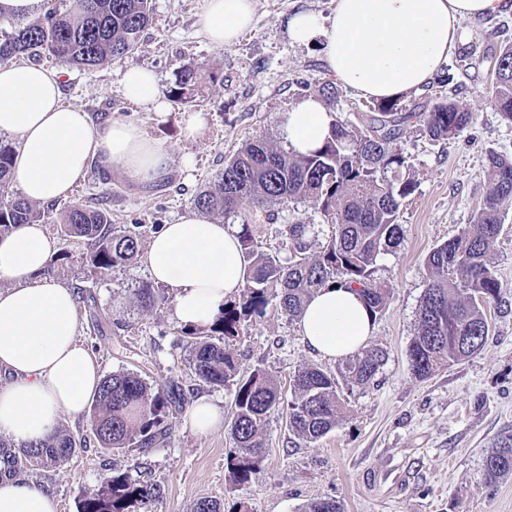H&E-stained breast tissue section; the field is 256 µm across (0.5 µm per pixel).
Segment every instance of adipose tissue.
Returning <instances> with one entry per match:
<instances>
[{
    "instance_id": "ef3b65f1",
    "label": "adipose tissue",
    "mask_w": 512,
    "mask_h": 512,
    "mask_svg": "<svg viewBox=\"0 0 512 512\" xmlns=\"http://www.w3.org/2000/svg\"><path fill=\"white\" fill-rule=\"evenodd\" d=\"M256 0H203L199 23L213 45L238 41L255 21ZM512 12V0H335L331 18L294 13L289 36L316 45L337 84L356 95L390 101L432 81L462 47L466 21ZM61 70L0 63V134L18 139L13 182L30 202L67 197L90 160L131 181L166 175L171 156L140 127L121 120L91 121L62 102ZM125 98L166 119L169 105L156 75L130 67L121 75ZM333 117L322 100L306 96L285 112L279 137L306 154L329 138ZM57 242L43 225L22 224L0 234V435L24 444L50 436L61 416L80 415L101 373L76 340L74 291L45 273ZM145 262L152 280L170 288L184 326L214 320L243 284L244 261L234 227L184 216L151 239ZM307 345L336 359L365 345L372 321L358 292L342 286L318 291L299 319ZM0 512H58L56 499L31 482L0 481Z\"/></svg>"
}]
</instances>
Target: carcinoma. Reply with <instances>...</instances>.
Returning a JSON list of instances; mask_svg holds the SVG:
<instances>
[{
  "mask_svg": "<svg viewBox=\"0 0 512 512\" xmlns=\"http://www.w3.org/2000/svg\"><path fill=\"white\" fill-rule=\"evenodd\" d=\"M150 19V0H79L76 10L62 2L43 19L1 36L0 61L48 54L64 64L95 67L131 54ZM490 62L491 105L512 121V44L492 54ZM203 78L199 66L187 63L168 94L187 102L195 97ZM375 111L360 132L334 120L331 139L308 155L291 153L265 138L249 139L224 161L217 182L192 200L202 213L239 220L238 239L246 262L238 298L224 304L207 329L186 331L194 338V380L210 387L235 386L230 421L234 448L227 463L236 483L261 473L263 432L273 410L286 406L289 428L298 439L309 443L321 439L336 428L341 411L339 380L361 386L370 383L385 353L363 347L341 363L336 375L315 365L304 366L293 376L287 400L263 368L240 372L226 341L264 317L271 300H279L281 311L295 320L317 290L333 285L356 289L372 316H377L389 294V288L375 277L377 262L398 246V212L417 188L412 177L400 175L407 164L397 146L401 126L417 118L430 139L450 141L472 122V113L451 95L425 112L403 113L395 101L380 102ZM13 152L11 145L0 143V233L18 224H36L45 216L13 189ZM390 171L395 173L392 178ZM486 181V193L472 223L427 257L430 279L408 347L410 367L418 378L426 379L440 367L482 350L490 331L486 305L502 300V285L490 255L512 205V157L490 154ZM305 201L314 202L334 230L319 255L306 256L315 225L301 223L284 225L293 246L288 261L259 251L244 207L267 211L274 205ZM60 231L66 238L87 241L86 263L100 275L132 266L143 247L142 225L117 226L104 207L68 206L60 216ZM132 294L145 308L172 298L169 289L149 280L138 282ZM182 400L183 388L176 380L156 388L135 372L109 374L100 381L90 405L93 443L105 454L149 448L165 439L167 409ZM87 444L86 438L64 430L28 445L1 439L0 479L17 477L29 466L67 462ZM483 474L488 481L512 475L511 435L487 453ZM162 495L158 484L136 481L125 473L110 474L100 488L83 498L80 512H152ZM303 512H344V505L332 498L318 499Z\"/></svg>",
  "mask_w": 512,
  "mask_h": 512,
  "instance_id": "cac0c4a2",
  "label": "carcinoma"
}]
</instances>
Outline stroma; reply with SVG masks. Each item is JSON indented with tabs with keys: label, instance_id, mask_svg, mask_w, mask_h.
I'll list each match as a JSON object with an SVG mask.
<instances>
[{
	"label": "stroma",
	"instance_id": "35a3bbf8",
	"mask_svg": "<svg viewBox=\"0 0 512 512\" xmlns=\"http://www.w3.org/2000/svg\"><path fill=\"white\" fill-rule=\"evenodd\" d=\"M153 19L136 50L120 60L93 68H65L66 105L93 120L120 119L140 125L171 153L167 174L151 184L129 181L119 171L101 172L90 162L84 180L66 200L45 206L43 225L58 243L55 280L65 287L93 286L104 326H97L85 306L77 308L76 335L96 358L101 375L134 371L152 385L175 379L184 389V404L168 418L165 440L145 451L102 454L81 450L53 468L33 467L23 478L54 494L59 512H77L79 503L97 489L107 472L160 484L164 490L154 512H192L208 497L225 507L241 503L249 512H303L319 498L343 503L345 512H512V476L487 483L483 458L498 439L512 435V214L491 254L503 286L505 306L486 309L490 334L472 357L444 367L426 379L410 369L408 346L417 328L423 291L430 278L428 253L468 224L486 191L485 165L490 153L512 156V123L489 102L491 54L502 41L512 42V14L476 19L468 24V59L449 58L444 70L450 84L431 82L402 96L403 112L455 94L473 113L471 125L452 142L433 141L418 121L404 124L398 145L410 164L416 191L403 202L398 222L401 243L377 263L376 276L390 290L387 304L373 324L369 345L386 359L367 386L341 384L345 411L335 429L318 441L296 438L285 409L271 413L263 436V472L238 484L229 478L226 457L233 446L228 424L196 432L189 411L199 397L231 413L234 389L211 388L194 381L189 336L173 315V304L141 308L131 290L148 279L145 263L105 276L90 274L84 242L62 238L64 204L96 206L104 202L116 224H172L192 214L191 200L212 185L243 141L259 136L278 140L283 112L305 95L331 82L314 47L295 44L287 22L306 9L331 15L332 0H256V22L229 47L212 45L201 33L202 0H152ZM198 63L213 73L201 94L171 105L166 122L125 99L121 71L130 65L153 70L160 91L174 86L181 67ZM376 102L340 89L328 108L354 131L366 128ZM200 112L206 124L193 139L184 138L181 118ZM259 250L288 260L291 244L283 225L302 222L315 227L308 253L316 255L332 235L318 206L310 202L279 206L274 218L251 215ZM227 347L241 366H261L282 394H289L295 372L314 364L337 372L339 363L312 352L297 322L269 305L265 317L249 323Z\"/></svg>",
	"mask_w": 512,
	"mask_h": 512
}]
</instances>
